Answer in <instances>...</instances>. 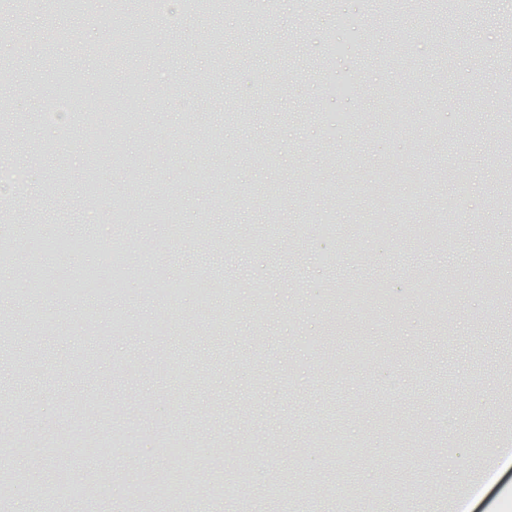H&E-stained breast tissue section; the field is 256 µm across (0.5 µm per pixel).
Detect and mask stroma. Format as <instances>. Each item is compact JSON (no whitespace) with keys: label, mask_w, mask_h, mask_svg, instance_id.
<instances>
[{"label":"stroma","mask_w":512,"mask_h":512,"mask_svg":"<svg viewBox=\"0 0 512 512\" xmlns=\"http://www.w3.org/2000/svg\"><path fill=\"white\" fill-rule=\"evenodd\" d=\"M261 16L257 28L184 0L168 19L139 0H95L84 15L50 0L0 7L22 46L0 71L12 103L0 169L18 173L0 246L18 267L37 237L112 238L113 202L151 205L137 173L180 201L172 224L139 225L160 282L130 278L92 321L76 296L0 270V402L12 406L0 436L116 438L76 462L0 447V472L20 481L5 512H40L29 484L56 482L98 485L99 512H159L131 490L171 473L162 435L195 443L200 487L247 474L250 496L214 499L213 512H282L275 484L302 494L291 512H452L462 499L512 512V464L479 497L460 487L512 439V124L499 106L512 0L462 18L403 0L388 21L370 0H266ZM117 18L151 46L121 56L153 88L136 100L112 71ZM338 81L357 98H336ZM65 96L105 124L150 122L119 127L116 164L81 122L42 123ZM202 164L232 176L199 183ZM444 212L450 238L414 234ZM375 216L387 230L371 236ZM192 274L216 284L210 302L170 296ZM116 312L126 332L111 331Z\"/></svg>","instance_id":"1"}]
</instances>
